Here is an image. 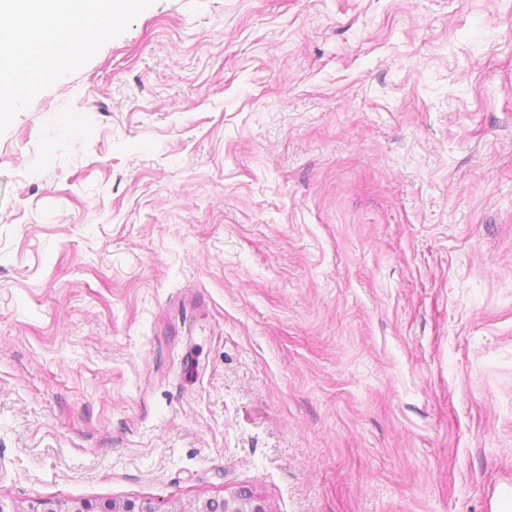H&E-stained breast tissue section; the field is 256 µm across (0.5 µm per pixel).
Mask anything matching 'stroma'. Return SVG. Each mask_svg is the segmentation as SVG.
<instances>
[{
  "mask_svg": "<svg viewBox=\"0 0 512 512\" xmlns=\"http://www.w3.org/2000/svg\"><path fill=\"white\" fill-rule=\"evenodd\" d=\"M512 497V0H154L0 134V500Z\"/></svg>",
  "mask_w": 512,
  "mask_h": 512,
  "instance_id": "stroma-1",
  "label": "stroma"
}]
</instances>
